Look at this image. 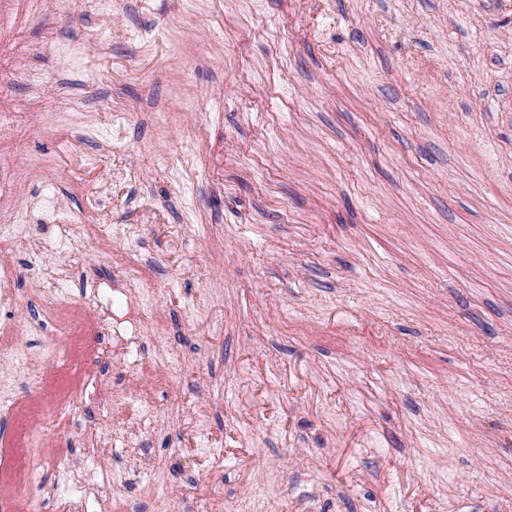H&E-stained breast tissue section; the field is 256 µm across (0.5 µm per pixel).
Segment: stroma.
Wrapping results in <instances>:
<instances>
[{
	"instance_id": "35a3bbf8",
	"label": "stroma",
	"mask_w": 512,
	"mask_h": 512,
	"mask_svg": "<svg viewBox=\"0 0 512 512\" xmlns=\"http://www.w3.org/2000/svg\"><path fill=\"white\" fill-rule=\"evenodd\" d=\"M0 0V222L137 224L152 375L124 512H512V0ZM67 53H60V46ZM53 76L32 93L27 69ZM84 260L100 310L124 253ZM19 344L43 265L16 253ZM102 376L27 495L56 512L122 396ZM181 353L177 351H168L158 348L153 355L147 356V362L142 360H135L133 363L124 362L125 367L121 373L128 377H137L144 375L146 372H155V375L166 382L168 385L170 382L176 384L180 375L174 368L178 361L181 362ZM132 364L134 366H132ZM158 364L161 366V370L158 371ZM169 386V385H168Z\"/></svg>"
}]
</instances>
